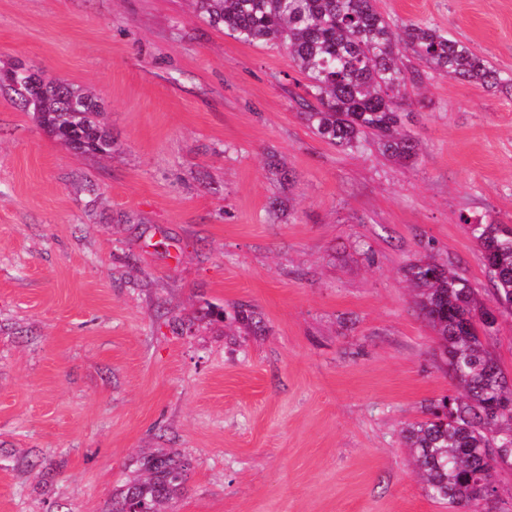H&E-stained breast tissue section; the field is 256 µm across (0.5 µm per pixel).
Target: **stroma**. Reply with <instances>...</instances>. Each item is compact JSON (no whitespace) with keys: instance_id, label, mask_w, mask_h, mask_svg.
I'll return each mask as SVG.
<instances>
[{"instance_id":"stroma-1","label":"stroma","mask_w":512,"mask_h":512,"mask_svg":"<svg viewBox=\"0 0 512 512\" xmlns=\"http://www.w3.org/2000/svg\"><path fill=\"white\" fill-rule=\"evenodd\" d=\"M376 5L512 73V0ZM17 62L91 88L113 152L73 154L0 90V512H110L171 448L175 512H451L403 439L453 390L404 271L450 265L492 302L459 218L512 224V95L430 74L408 168L317 137L285 50L191 0H0Z\"/></svg>"}]
</instances>
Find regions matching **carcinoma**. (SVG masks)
Wrapping results in <instances>:
<instances>
[{
	"instance_id": "carcinoma-1",
	"label": "carcinoma",
	"mask_w": 512,
	"mask_h": 512,
	"mask_svg": "<svg viewBox=\"0 0 512 512\" xmlns=\"http://www.w3.org/2000/svg\"><path fill=\"white\" fill-rule=\"evenodd\" d=\"M199 18L222 26L237 40L274 42L307 81L314 102L302 100L301 117L314 134L342 150L374 143L381 153L405 167L420 158L419 141L406 129L411 90L425 72L402 61L409 50L430 71L488 91L512 93V75H503L465 42L420 22L397 24L385 17L376 0H195ZM0 87L33 112L41 128L74 151L92 156L112 153V135L97 98L67 82H47L18 70L0 71ZM470 225L483 252L495 302L512 311V225ZM416 306L439 336L448 368L461 389L442 401L444 414L405 430L428 495L453 507L476 508L497 493L492 472L512 459L484 454V448L512 449V415H495L490 405L512 399V382L486 349L482 338L495 329L485 325L486 305L478 301L469 281L436 262L410 265ZM187 465L179 453L158 452L137 461L133 477L112 499L111 512H127L134 503L165 512L184 488Z\"/></svg>"
}]
</instances>
